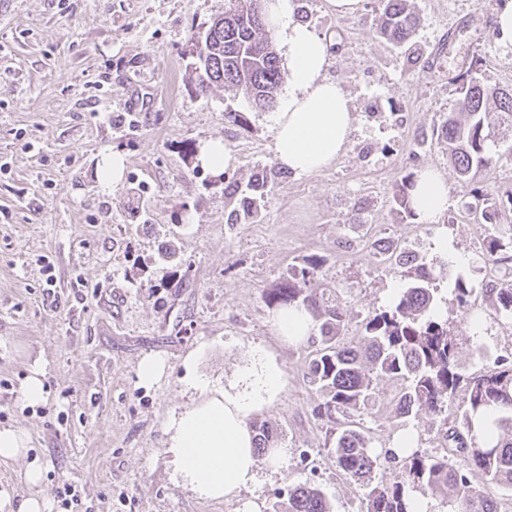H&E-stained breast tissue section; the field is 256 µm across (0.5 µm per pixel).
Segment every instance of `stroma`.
I'll list each match as a JSON object with an SVG mask.
<instances>
[{
    "label": "stroma",
    "instance_id": "obj_1",
    "mask_svg": "<svg viewBox=\"0 0 512 512\" xmlns=\"http://www.w3.org/2000/svg\"><path fill=\"white\" fill-rule=\"evenodd\" d=\"M299 2L300 18L335 38L328 75L356 115L347 150L302 176L274 157L271 110L195 86V45L225 0H14L0 14V427L30 437L27 458L0 461L1 504L37 493L64 512L53 496L67 482L90 512H273L289 485L307 481L336 512H365L363 487L337 472L316 415L322 397L306 372L318 339L284 343L264 293L318 256L348 311V336L358 335L406 284L372 252L376 235L432 266L463 372L512 353V327L479 300L483 330L472 335L453 291L458 268L484 278L488 225L406 223L392 199L396 179L430 165L447 180L449 211L468 202L444 145L414 141L451 109L448 77L473 52L488 82L512 87V44L492 31L498 0H412L422 55L412 70L373 31L371 10L339 16L327 0ZM119 115L131 124H116ZM211 139L232 151L225 173L198 160ZM489 147L501 160L483 183L497 192L512 185V129H492ZM108 148L126 156L110 187L97 172ZM261 170L274 174L264 216L240 221L241 188ZM443 232L444 256L434 250ZM256 354L282 372V391L257 413L279 428L282 458L259 457L255 482L227 498L199 497L175 471L168 423L199 399L197 381L227 386ZM148 355L166 369L144 386L137 368ZM36 366L47 394L28 405L20 388ZM396 391L381 384L364 418L373 447L412 431L418 448L440 452L430 415L396 416ZM31 458L44 468L37 487L24 478Z\"/></svg>",
    "mask_w": 512,
    "mask_h": 512
}]
</instances>
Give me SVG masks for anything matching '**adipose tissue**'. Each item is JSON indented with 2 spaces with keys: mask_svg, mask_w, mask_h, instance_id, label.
Segmentation results:
<instances>
[{
  "mask_svg": "<svg viewBox=\"0 0 512 512\" xmlns=\"http://www.w3.org/2000/svg\"><path fill=\"white\" fill-rule=\"evenodd\" d=\"M296 8V0H263L266 25L280 42L289 72L288 89L272 117L274 156L280 166L308 175L345 151L355 117L350 98L328 75L331 38L300 21ZM413 196L419 223H439L448 209V187L434 168L419 171ZM281 388L280 369L267 362L174 417L169 446L184 483L212 499L252 483L256 450L247 421Z\"/></svg>",
  "mask_w": 512,
  "mask_h": 512,
  "instance_id": "adipose-tissue-1",
  "label": "adipose tissue"
}]
</instances>
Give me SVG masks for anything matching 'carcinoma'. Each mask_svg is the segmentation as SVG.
I'll return each instance as SVG.
<instances>
[{"label":"carcinoma","mask_w":512,"mask_h":512,"mask_svg":"<svg viewBox=\"0 0 512 512\" xmlns=\"http://www.w3.org/2000/svg\"><path fill=\"white\" fill-rule=\"evenodd\" d=\"M224 25L198 53V88L214 84L240 90L253 106L274 105L281 83L279 56L266 30L260 0H226ZM373 28L379 37L408 51L415 67L421 56L411 51L418 18L410 0H377ZM483 60L474 56L468 67L450 80L455 104L437 128V138L448 143V159L461 181L470 186L468 211L490 224L485 259L503 274L493 282L475 285L465 272L457 273L454 291L458 306L468 311L471 296L479 292L493 314L512 324V225L498 223L499 212H512V191L490 196L478 186L479 176L494 161L489 127L497 119L512 125V88L482 78ZM494 102L497 118L487 108ZM416 175L401 177L393 188L397 214L416 219L411 191ZM272 188L265 172L253 176V196L244 199L243 215L255 219L254 198ZM383 261L406 267V287L390 307L366 321L364 332L348 343L341 333L348 325L347 310L331 299V289L311 286L321 259L311 256L293 266L279 285L264 294L267 306L306 311L318 324L319 345L309 359L307 376L323 396L317 415L330 424L332 458L336 469L365 486L366 512H414L413 495L423 492L451 506L450 512H498L491 486L512 489V355L497 357L493 365L466 376L457 364V339L437 309L434 276L427 263L391 243H372ZM383 381L400 384L395 412L408 417L420 411L434 416L437 432L450 450L440 455L415 448L399 460L390 483H372L374 471L389 452L371 446L360 427L368 405L379 395ZM456 403L453 420L447 404ZM257 452L267 455L278 447L281 432L267 421H251ZM274 512H333L323 492L309 483L288 486Z\"/></svg>","instance_id":"carcinoma-1"}]
</instances>
